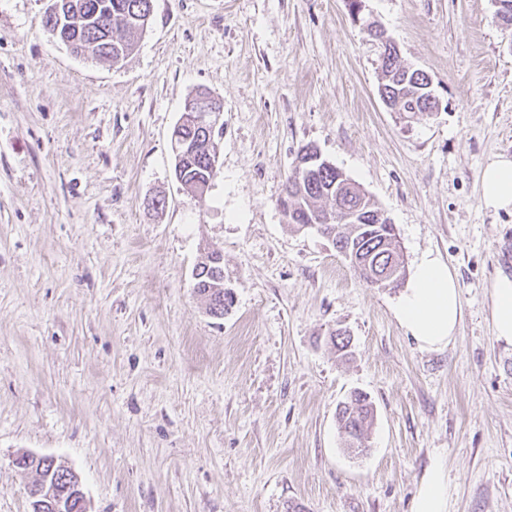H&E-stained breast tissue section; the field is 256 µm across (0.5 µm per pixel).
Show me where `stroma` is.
I'll return each instance as SVG.
<instances>
[{
	"instance_id": "35a3bbf8",
	"label": "stroma",
	"mask_w": 512,
	"mask_h": 512,
	"mask_svg": "<svg viewBox=\"0 0 512 512\" xmlns=\"http://www.w3.org/2000/svg\"><path fill=\"white\" fill-rule=\"evenodd\" d=\"M363 5L154 0L111 64L57 41L45 0H0V512H31L25 454L74 470L89 512H411L436 459L449 512H512V345L489 299L512 277V212L480 187L512 156V31L493 0ZM373 21L436 112L407 123L382 103ZM200 89L224 104L202 195L171 144ZM305 145L378 201L406 270L448 263L463 319L447 347L409 337L401 289L288 227ZM212 247L235 295L221 318L194 288ZM355 389L376 410L359 455L336 424Z\"/></svg>"
}]
</instances>
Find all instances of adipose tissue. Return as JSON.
<instances>
[{
    "instance_id": "obj_1",
    "label": "adipose tissue",
    "mask_w": 512,
    "mask_h": 512,
    "mask_svg": "<svg viewBox=\"0 0 512 512\" xmlns=\"http://www.w3.org/2000/svg\"><path fill=\"white\" fill-rule=\"evenodd\" d=\"M481 187L486 208L512 210V157L501 155L486 164ZM490 297L494 334L512 344V277L496 276ZM396 315L421 348L446 347L463 316L460 284L448 264L430 253L422 256L397 304ZM411 512H448L447 475L441 463H431L425 471Z\"/></svg>"
}]
</instances>
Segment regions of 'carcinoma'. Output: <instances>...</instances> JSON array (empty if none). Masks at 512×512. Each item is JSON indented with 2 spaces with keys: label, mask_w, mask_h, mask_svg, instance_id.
<instances>
[{
  "label": "carcinoma",
  "mask_w": 512,
  "mask_h": 512,
  "mask_svg": "<svg viewBox=\"0 0 512 512\" xmlns=\"http://www.w3.org/2000/svg\"><path fill=\"white\" fill-rule=\"evenodd\" d=\"M84 11L44 18L45 27L77 55L112 61L127 57L136 48L145 22L153 12V0H75ZM495 19L503 29H512V0H500ZM380 96L389 107L407 119L429 111L431 88L423 71L406 65L390 42L384 43L379 84ZM174 133L190 144L200 137L199 129L184 113ZM175 172L183 185L194 190L213 179L209 156L203 151H188L174 158ZM288 198L287 222L297 229L300 222L322 218L334 233L337 251L356 256L355 274L376 288H397L406 279L400 261V241L394 225L378 203L337 167H323L310 174L293 165L284 188ZM197 293L205 299L208 313L222 317L233 307L224 288V264L197 265ZM374 406L367 394L355 391L337 408L338 429L346 448L365 450L374 421Z\"/></svg>",
  "instance_id": "carcinoma-1"
}]
</instances>
